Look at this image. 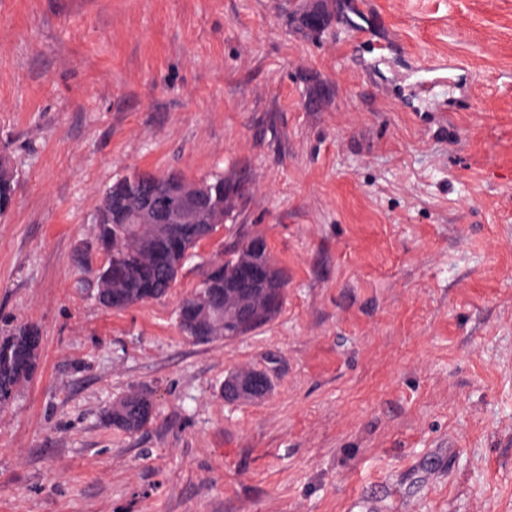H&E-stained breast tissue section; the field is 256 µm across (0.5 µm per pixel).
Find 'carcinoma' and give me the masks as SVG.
I'll use <instances>...</instances> for the list:
<instances>
[{
    "label": "carcinoma",
    "instance_id": "obj_1",
    "mask_svg": "<svg viewBox=\"0 0 512 512\" xmlns=\"http://www.w3.org/2000/svg\"><path fill=\"white\" fill-rule=\"evenodd\" d=\"M186 181L176 174L135 170L114 182L102 196L93 227L94 245L105 256L92 283L98 303L108 310L164 298L179 272L194 256L202 237L212 236L234 217L251 193L234 174L196 181L198 196L184 224H173L161 236L146 223L135 205L159 207ZM13 174L0 164V214L12 202ZM288 273L272 257L265 236L244 235L224 256L206 261L194 291L182 299L176 319L184 336L196 342L222 337L242 339L272 324L287 294ZM42 336L38 327L20 323L0 336V408L14 399L39 368ZM252 380L265 392L273 390L266 369L241 368L226 383ZM154 402L142 391H130L104 414L106 422L129 433L148 425Z\"/></svg>",
    "mask_w": 512,
    "mask_h": 512
}]
</instances>
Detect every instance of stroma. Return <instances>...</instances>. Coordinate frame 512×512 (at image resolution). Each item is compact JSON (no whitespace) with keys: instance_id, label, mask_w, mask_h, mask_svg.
I'll return each mask as SVG.
<instances>
[{"instance_id":"1","label":"stroma","mask_w":512,"mask_h":512,"mask_svg":"<svg viewBox=\"0 0 512 512\" xmlns=\"http://www.w3.org/2000/svg\"><path fill=\"white\" fill-rule=\"evenodd\" d=\"M0 159V335L43 336L0 512H512V0H0ZM134 168L252 193L164 299L109 311L76 258ZM256 229L281 313L187 339L199 259ZM241 367L271 394L226 403ZM133 388L128 434L104 412ZM245 380H253L257 388H261L266 394L273 390V378L267 369L258 370L253 368H241L230 373L228 379L224 382V387L231 382L241 384ZM154 413V402L142 391H130L112 404L105 414L106 422L129 433L137 432L148 425Z\"/></svg>"}]
</instances>
